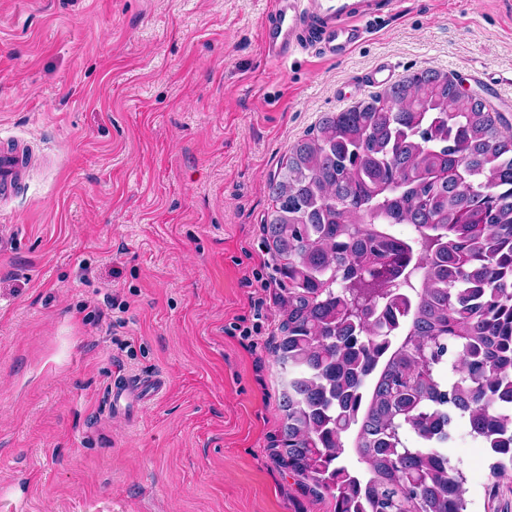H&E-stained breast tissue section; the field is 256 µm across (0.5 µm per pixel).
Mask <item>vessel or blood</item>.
Masks as SVG:
<instances>
[{
	"instance_id": "vessel-or-blood-1",
	"label": "vessel or blood",
	"mask_w": 512,
	"mask_h": 512,
	"mask_svg": "<svg viewBox=\"0 0 512 512\" xmlns=\"http://www.w3.org/2000/svg\"><path fill=\"white\" fill-rule=\"evenodd\" d=\"M383 14V0H271L262 25L267 59L282 61L298 51L315 50L326 58L351 55ZM28 154L13 144L0 146V198L20 190V171ZM145 377H118L110 385L113 411H126L147 387Z\"/></svg>"
}]
</instances>
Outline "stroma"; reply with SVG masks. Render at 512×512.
<instances>
[{
    "label": "stroma",
    "instance_id": "1",
    "mask_svg": "<svg viewBox=\"0 0 512 512\" xmlns=\"http://www.w3.org/2000/svg\"><path fill=\"white\" fill-rule=\"evenodd\" d=\"M270 6L0 0V143L42 157L0 200V512H329L274 455L269 183L383 62L447 73L512 129V18L404 0L345 59L277 63ZM118 375L166 389L116 415ZM448 457L469 512H512V477L491 479L465 418Z\"/></svg>",
    "mask_w": 512,
    "mask_h": 512
}]
</instances>
